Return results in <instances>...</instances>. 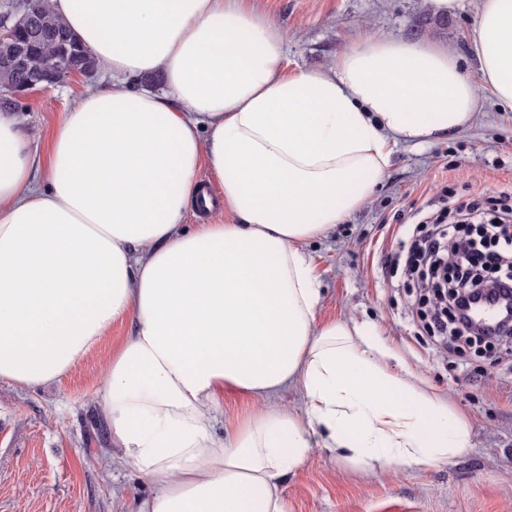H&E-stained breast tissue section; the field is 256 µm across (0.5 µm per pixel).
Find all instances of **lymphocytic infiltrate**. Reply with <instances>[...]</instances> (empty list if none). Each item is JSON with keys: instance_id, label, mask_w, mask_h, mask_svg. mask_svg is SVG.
I'll return each mask as SVG.
<instances>
[{"instance_id": "1", "label": "lymphocytic infiltrate", "mask_w": 512, "mask_h": 512, "mask_svg": "<svg viewBox=\"0 0 512 512\" xmlns=\"http://www.w3.org/2000/svg\"><path fill=\"white\" fill-rule=\"evenodd\" d=\"M456 211L458 219L450 224L427 216L431 231L398 241L396 254L387 262L403 261L419 275L423 300L431 305V329L443 350L462 343L510 352L512 318L495 329L473 332L462 310L467 291L512 298V208L485 216L478 203L462 202Z\"/></svg>"}]
</instances>
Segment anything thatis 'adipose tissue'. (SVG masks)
I'll use <instances>...</instances> for the list:
<instances>
[{"label": "adipose tissue", "instance_id": "adipose-tissue-1", "mask_svg": "<svg viewBox=\"0 0 512 512\" xmlns=\"http://www.w3.org/2000/svg\"><path fill=\"white\" fill-rule=\"evenodd\" d=\"M48 3L112 82L61 113L41 158L0 113V380L60 379L131 322L97 399L113 466L150 486L138 512H288L281 480L317 432L370 472L469 451L465 420L364 324L318 320L300 245L365 203L399 141L464 129L486 92L512 106V0H479L473 78L447 49L372 34L288 71L247 0ZM154 74L165 93L135 86ZM192 207L233 221L189 225ZM228 388L263 412L225 425Z\"/></svg>", "mask_w": 512, "mask_h": 512}]
</instances>
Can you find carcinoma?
Returning a JSON list of instances; mask_svg holds the SVG:
<instances>
[{
  "mask_svg": "<svg viewBox=\"0 0 512 512\" xmlns=\"http://www.w3.org/2000/svg\"><path fill=\"white\" fill-rule=\"evenodd\" d=\"M33 20H23L13 40L0 43V92L27 85L33 70L45 64L56 66L60 75L71 69L93 73L94 59L52 14L46 0H34Z\"/></svg>",
  "mask_w": 512,
  "mask_h": 512,
  "instance_id": "1",
  "label": "carcinoma"
}]
</instances>
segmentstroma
<instances>
[{
	"mask_svg": "<svg viewBox=\"0 0 512 512\" xmlns=\"http://www.w3.org/2000/svg\"><path fill=\"white\" fill-rule=\"evenodd\" d=\"M286 35L292 71L328 66L377 34L468 51L478 0L440 14L432 0H253ZM100 74L22 99L37 149L60 113ZM512 190V107L486 98L465 129L399 143L370 198L325 236L303 243L321 290L320 321L366 323L419 388L447 398L467 422L471 448L452 464L364 472L313 438L312 452L281 491L288 512H512V358L442 354L415 313L416 279L384 261L397 237L427 214ZM111 347L102 344L59 380L17 387L0 380V512H137L147 487L111 468L112 443L96 399Z\"/></svg>",
	"mask_w": 512,
	"mask_h": 512,
	"instance_id": "stroma-1",
	"label": "stroma"
}]
</instances>
